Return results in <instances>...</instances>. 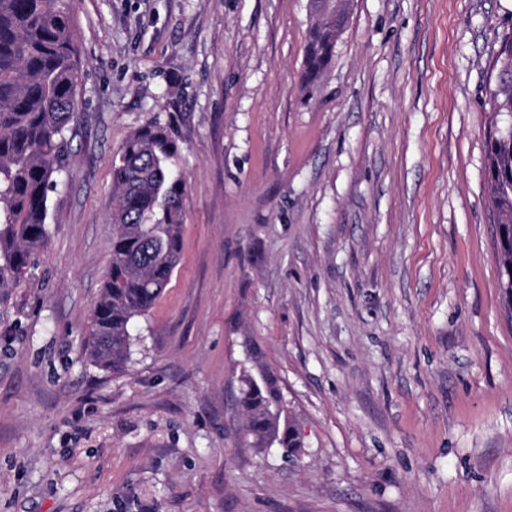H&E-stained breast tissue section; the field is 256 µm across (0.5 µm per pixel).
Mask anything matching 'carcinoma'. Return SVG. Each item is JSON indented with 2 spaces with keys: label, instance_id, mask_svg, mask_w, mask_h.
Segmentation results:
<instances>
[{
  "label": "carcinoma",
  "instance_id": "carcinoma-1",
  "mask_svg": "<svg viewBox=\"0 0 512 512\" xmlns=\"http://www.w3.org/2000/svg\"><path fill=\"white\" fill-rule=\"evenodd\" d=\"M336 41L314 25L308 34L302 88L328 68ZM493 112L512 116V33L497 55ZM78 32L70 0H0V306L24 278L49 238V197L59 186L79 110ZM182 148L157 122L125 142L112 164V264L91 313V360L119 372L131 362V322L146 314L171 281L182 255L181 200L187 181ZM486 170L498 214L496 257L512 309V125L489 134ZM241 368L245 434L257 448L291 456L302 447L276 376L247 341Z\"/></svg>",
  "mask_w": 512,
  "mask_h": 512
}]
</instances>
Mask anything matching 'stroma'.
Returning a JSON list of instances; mask_svg holds the SVG:
<instances>
[{"instance_id":"1","label":"stroma","mask_w":512,"mask_h":512,"mask_svg":"<svg viewBox=\"0 0 512 512\" xmlns=\"http://www.w3.org/2000/svg\"><path fill=\"white\" fill-rule=\"evenodd\" d=\"M80 106L49 240L0 309V512H512V313L485 165L512 0H72ZM184 154L182 259L133 361L84 339L112 161ZM303 435L243 434L245 341ZM325 7L316 13L323 20L325 24L334 34V37H338L339 33L344 28L347 22V12L344 7V1L346 0H324ZM336 39L319 25L310 28L302 71V88H312L328 68L334 55Z\"/></svg>"}]
</instances>
